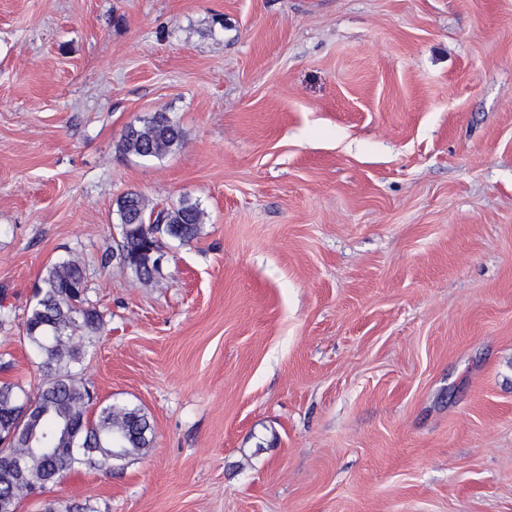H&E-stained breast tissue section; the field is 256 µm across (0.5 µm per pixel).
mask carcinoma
I'll use <instances>...</instances> for the list:
<instances>
[{
	"label": "carcinoma",
	"mask_w": 512,
	"mask_h": 512,
	"mask_svg": "<svg viewBox=\"0 0 512 512\" xmlns=\"http://www.w3.org/2000/svg\"><path fill=\"white\" fill-rule=\"evenodd\" d=\"M183 143L181 127L165 112L140 118L125 129L119 144L124 154L162 159ZM114 246L103 252L104 267L116 261L138 280L154 282L161 272L152 245L161 252L165 240L189 242L201 233L199 202L182 198L159 211L129 191L116 199ZM29 309L23 340L40 359L45 379L34 391L0 383V447L22 462L14 476L0 468V512H18L33 491L43 496L64 476L82 468L112 472L153 447L154 430L140 406L97 401L83 382V362L104 326L102 313L87 296L86 268L74 258L51 264Z\"/></svg>",
	"instance_id": "1"
}]
</instances>
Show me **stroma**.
Here are the masks:
<instances>
[{
  "mask_svg": "<svg viewBox=\"0 0 512 512\" xmlns=\"http://www.w3.org/2000/svg\"><path fill=\"white\" fill-rule=\"evenodd\" d=\"M169 113L160 160L119 152ZM197 200L156 283L115 201ZM84 260L83 377L147 454L97 512H512V0H0V382ZM182 143L183 131L177 122L166 112H154L127 126L119 150L143 159L159 160L177 150Z\"/></svg>",
  "mask_w": 512,
  "mask_h": 512,
  "instance_id": "stroma-1",
  "label": "stroma"
}]
</instances>
